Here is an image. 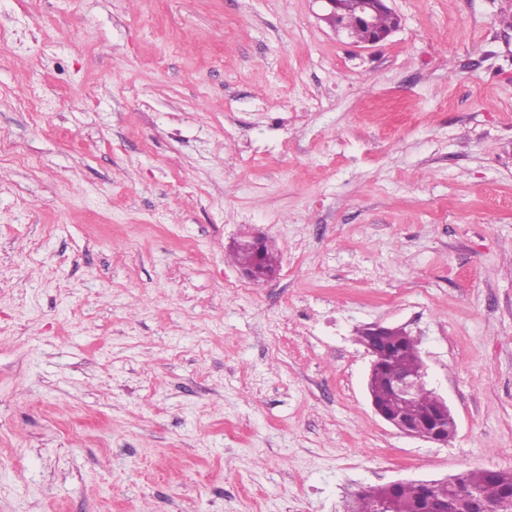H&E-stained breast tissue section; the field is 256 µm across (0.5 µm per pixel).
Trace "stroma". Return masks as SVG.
<instances>
[{
	"label": "stroma",
	"instance_id": "35a3bbf8",
	"mask_svg": "<svg viewBox=\"0 0 512 512\" xmlns=\"http://www.w3.org/2000/svg\"><path fill=\"white\" fill-rule=\"evenodd\" d=\"M389 6L365 49L322 0H0V512L512 470V0ZM375 323L448 445L375 412ZM264 242L265 239L263 237L256 236L253 237L251 241L245 242L240 246H248L252 248L257 255H260ZM248 247H241L236 251V262L238 265L244 268V274L247 279L253 280L256 283L263 282L267 277H257L254 279V277L258 275L259 269L258 267H250L254 266L257 263V256L254 253V251ZM262 262L264 266L267 267L268 270L274 272L277 266V258L274 251L271 248H269L266 245V243L264 244L263 247ZM365 348L367 353L372 357L368 373L367 387L372 399V405L378 415L406 436L421 438L441 445H448V441L452 439L451 437H454L457 432V421L444 397L436 393L435 407L428 416V428L424 427L425 423L421 422L422 426L416 422V418L407 416L402 411L404 404L411 400L413 401H411L406 407L408 415L417 414L421 411L426 412V410L433 404L432 392L427 388L420 389L421 386L426 385L425 378L427 376V372L426 366L422 362L414 339L406 333L402 335L401 346L397 349L393 358L395 362L392 364L389 362L386 363L389 369L386 373L385 382L393 393L395 405L392 407V395L386 386L381 383H376L374 387L375 398L378 406L386 409H390L392 407L391 411L379 410L374 403L372 393L373 381L378 377L381 368H383V358L379 355L376 348L370 343L367 344ZM393 359H391V361ZM421 362L422 367L420 373L408 372L405 368L400 367L405 365L411 371H418L420 369ZM391 367L399 368L397 370H392L390 369ZM448 433L450 438H448Z\"/></svg>",
	"mask_w": 512,
	"mask_h": 512
}]
</instances>
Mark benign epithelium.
I'll return each instance as SVG.
<instances>
[{
	"label": "benign epithelium",
	"instance_id": "benign-epithelium-1",
	"mask_svg": "<svg viewBox=\"0 0 512 512\" xmlns=\"http://www.w3.org/2000/svg\"><path fill=\"white\" fill-rule=\"evenodd\" d=\"M327 6V13L322 19L335 30H347L343 17L353 15L358 20L362 30V37L355 38V42L365 46H373L385 41L388 36L397 29L400 24L398 16L391 12L386 5L388 0H322ZM388 12L391 16V23L388 28L381 29L375 25V18ZM367 353L372 357L368 373L367 387H372L373 381L378 377L382 365V357L372 345H366ZM426 367H421V372H408L400 367L396 370L389 369L386 373V385L390 388L395 399V405L390 411H378V415L388 424L397 429L400 433L414 438H421L441 445L448 444L449 438L457 432V421L448 407L447 400L441 395H436V403L428 416V426L424 427L416 422V418L403 413L402 407L405 403L415 399L421 386L426 384ZM453 484V479L447 477L439 482L422 481L418 486L423 491L427 504H420L413 510L408 511L401 505L395 493L403 482L396 481L386 485L388 497L385 499L384 507L387 512H448V506H434L431 492L439 484Z\"/></svg>",
	"mask_w": 512,
	"mask_h": 512
}]
</instances>
